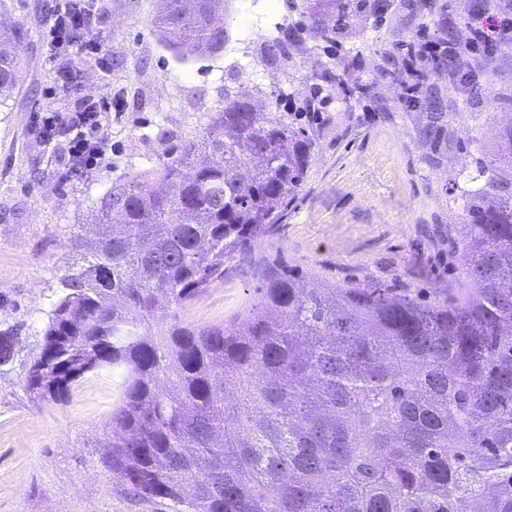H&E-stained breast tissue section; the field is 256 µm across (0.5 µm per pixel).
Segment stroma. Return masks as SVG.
Instances as JSON below:
<instances>
[{
	"instance_id": "stroma-1",
	"label": "stroma",
	"mask_w": 512,
	"mask_h": 512,
	"mask_svg": "<svg viewBox=\"0 0 512 512\" xmlns=\"http://www.w3.org/2000/svg\"><path fill=\"white\" fill-rule=\"evenodd\" d=\"M62 0H0V24L29 22L18 48L28 64L23 87L0 101V331L15 338L12 362L0 367V512H173L112 491L98 463L117 389L110 374L75 385L61 404L35 403L25 389L31 361L75 260L73 235H88L113 185L167 158L181 141L202 136L224 96L248 86L256 104L277 101L314 144L302 191L276 234L236 257L224 279L179 310L194 325L231 323L257 299L265 260L294 269L307 284L382 282L430 299L466 287L448 227L462 223L460 189L492 159L495 136L512 125V51L492 48L473 62L476 82L460 90L447 72L432 77L429 99L408 103L409 41L468 37L478 0H426L412 9L394 0L382 23L350 26L338 43L288 45V58L267 61L266 40L288 35L303 0H224L227 39L204 57H180L156 31V0H91L101 51L83 58L81 88L66 92L47 61L46 30ZM347 72L364 94L332 86L321 111L304 100L323 70ZM108 101L106 156L80 179L67 177L64 139L44 141L36 115L68 113L89 97ZM448 115L446 136L423 134L428 112Z\"/></svg>"
}]
</instances>
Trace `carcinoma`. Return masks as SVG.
Here are the masks:
<instances>
[{"instance_id":"cac0c4a2","label":"carcinoma","mask_w":512,"mask_h":512,"mask_svg":"<svg viewBox=\"0 0 512 512\" xmlns=\"http://www.w3.org/2000/svg\"><path fill=\"white\" fill-rule=\"evenodd\" d=\"M159 0L182 54L226 40L223 0ZM307 31L337 42L390 0H307ZM0 28V100L24 81ZM482 184L461 189L470 287L421 300L384 284L307 288L273 260L231 325L157 314L224 278L271 236L312 158L306 131L239 89L204 134L112 187L98 238L60 277L25 387L65 401L86 375L118 378L99 458L117 494L174 512H512V126ZM14 339L0 333V365Z\"/></svg>"}]
</instances>
